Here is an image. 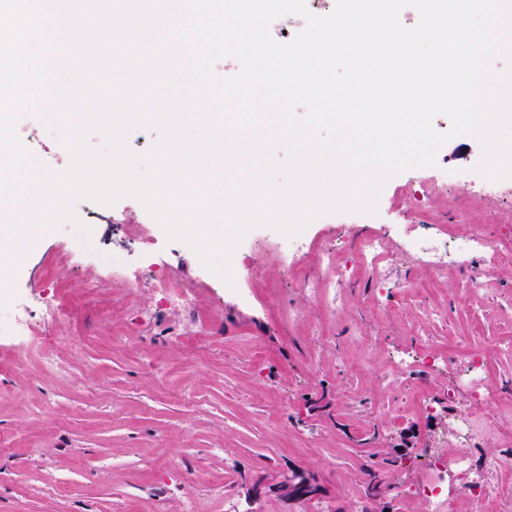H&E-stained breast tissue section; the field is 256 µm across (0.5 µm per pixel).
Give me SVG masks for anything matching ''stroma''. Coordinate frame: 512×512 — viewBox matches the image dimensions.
Masks as SVG:
<instances>
[{"instance_id":"obj_1","label":"stroma","mask_w":512,"mask_h":512,"mask_svg":"<svg viewBox=\"0 0 512 512\" xmlns=\"http://www.w3.org/2000/svg\"><path fill=\"white\" fill-rule=\"evenodd\" d=\"M481 156L480 141L457 136L436 166L390 179L377 214L323 215L311 227L316 235L391 222L432 234L444 225L459 234L482 228L509 242L494 259L470 257L484 272L482 288H465L459 261L437 269L393 249L385 284L393 291L409 279L414 292L384 308L363 280L331 315L298 282H282L266 228L241 261L265 268L269 280L243 291L205 284L193 248L174 241L155 262L198 286L193 309L222 328L195 347L182 337L193 309L161 303L157 289L129 296L119 272L86 292L112 254L141 264L134 227L152 217L138 200L94 204L87 261L61 250L71 226L40 235L20 262L22 286L36 305L64 293L70 316L36 322L23 350L0 348V512H183L190 503L197 512H418L407 497H371L363 461L413 464L432 437L450 452L448 414L409 410L418 381L400 374L382 383L376 366L417 344L453 356L500 342L508 350L495 370L512 390V204L486 196L480 174L468 183L444 178ZM274 287L284 288L289 308L267 305ZM432 308L440 317L428 318ZM470 404L491 428L486 452L512 477V453L500 451L512 412L482 398ZM401 405L404 416L384 424V411ZM291 468L315 475L314 497L248 496Z\"/></svg>"}]
</instances>
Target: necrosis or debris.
Returning a JSON list of instances; mask_svg holds the SVG:
<instances>
[{
  "label": "necrosis or debris",
  "mask_w": 512,
  "mask_h": 512,
  "mask_svg": "<svg viewBox=\"0 0 512 512\" xmlns=\"http://www.w3.org/2000/svg\"><path fill=\"white\" fill-rule=\"evenodd\" d=\"M388 247V238L372 228L356 233L343 246L331 239L320 243L328 310L340 308L341 294L351 285L348 272L379 277ZM37 314L22 292H15L13 299L0 307V345L26 346ZM493 361L490 355H461L464 370L456 384L472 396L512 409V393L495 387ZM448 414L455 425L456 447L452 454L431 457L416 470L408 495L422 512H459L464 505L469 512H512V479L499 475L494 458L482 452L487 424L465 407L449 406Z\"/></svg>",
  "instance_id": "necrosis-or-debris-1"
}]
</instances>
